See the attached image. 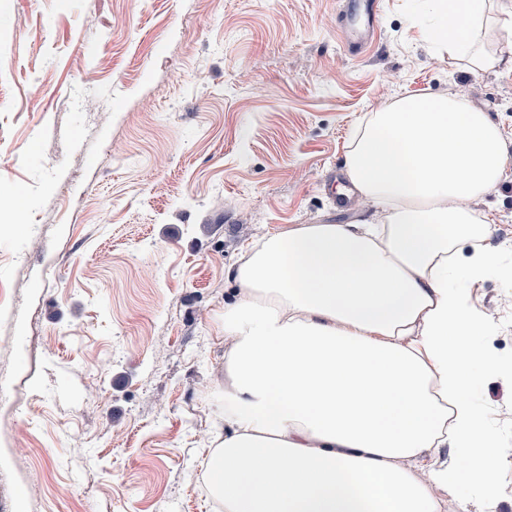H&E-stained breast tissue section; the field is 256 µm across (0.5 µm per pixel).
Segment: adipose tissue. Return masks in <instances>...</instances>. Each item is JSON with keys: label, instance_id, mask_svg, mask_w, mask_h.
Listing matches in <instances>:
<instances>
[{"label": "adipose tissue", "instance_id": "adipose-tissue-1", "mask_svg": "<svg viewBox=\"0 0 512 512\" xmlns=\"http://www.w3.org/2000/svg\"><path fill=\"white\" fill-rule=\"evenodd\" d=\"M421 9L426 40L470 76L512 69L488 47L512 28L501 0ZM511 175L502 129L466 91L398 98L358 122L338 189L375 221L248 247L215 315L224 428L203 466L222 512H441L434 488L488 475L500 448L468 389L473 366H499L469 342L493 326L468 290L490 271L478 243L494 227L471 204Z\"/></svg>", "mask_w": 512, "mask_h": 512}]
</instances>
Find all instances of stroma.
Instances as JSON below:
<instances>
[{"instance_id": "1", "label": "stroma", "mask_w": 512, "mask_h": 512, "mask_svg": "<svg viewBox=\"0 0 512 512\" xmlns=\"http://www.w3.org/2000/svg\"><path fill=\"white\" fill-rule=\"evenodd\" d=\"M339 0H0V468L19 512H217L202 463L224 415L214 316L250 243L357 222L334 203L363 113L467 90L512 144V71L474 79L385 0L361 55ZM497 265L470 291L471 344L501 375L469 395L503 450L512 512V177L474 202Z\"/></svg>"}]
</instances>
